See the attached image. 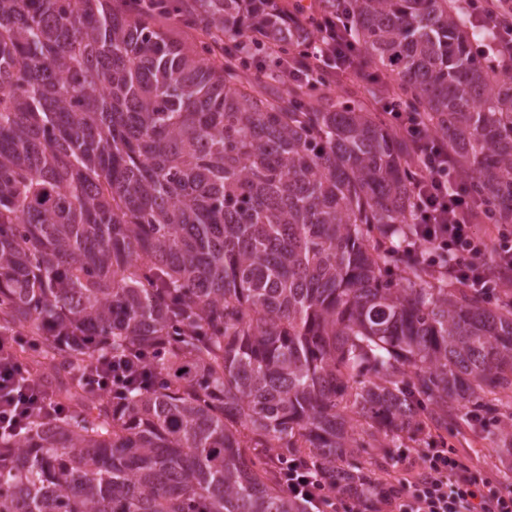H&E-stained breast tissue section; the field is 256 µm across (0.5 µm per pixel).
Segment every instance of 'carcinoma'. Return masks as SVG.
Listing matches in <instances>:
<instances>
[{"label":"carcinoma","mask_w":512,"mask_h":512,"mask_svg":"<svg viewBox=\"0 0 512 512\" xmlns=\"http://www.w3.org/2000/svg\"><path fill=\"white\" fill-rule=\"evenodd\" d=\"M193 4L189 48L154 25L186 0H0V334L34 340L15 359L63 407L0 435V512H309L275 458L359 486L361 449L420 411L446 427L512 389V306L409 259L398 140L224 61L301 47L270 0ZM330 5L512 224V81L457 0ZM98 356L158 380L90 401Z\"/></svg>","instance_id":"obj_1"}]
</instances>
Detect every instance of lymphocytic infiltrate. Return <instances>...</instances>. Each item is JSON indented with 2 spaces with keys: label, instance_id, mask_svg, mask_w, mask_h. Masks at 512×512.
Wrapping results in <instances>:
<instances>
[{
  "label": "lymphocytic infiltrate",
  "instance_id": "obj_1",
  "mask_svg": "<svg viewBox=\"0 0 512 512\" xmlns=\"http://www.w3.org/2000/svg\"><path fill=\"white\" fill-rule=\"evenodd\" d=\"M465 2L471 21L490 34L489 48L501 70H512V0ZM287 15L292 29L307 35L308 47L289 58L284 77L303 80L332 57L338 71L367 86L387 87L381 99L382 121L398 131L409 163L413 259L431 267L448 260L444 273L455 284L475 289L486 302L511 304L504 286L512 280V228L493 223L446 138L422 113L397 104L394 80L361 59L324 0H295ZM18 341L15 335L0 338V432L16 434L34 415L50 413L49 399L37 380L12 356ZM155 377L143 364L101 356L88 364L83 384L92 394L110 397L131 380ZM276 467L288 494L311 503L315 512H512V487L495 472L475 470L466 455L433 437L388 479L369 480L365 492L308 461L280 459Z\"/></svg>",
  "mask_w": 512,
  "mask_h": 512
}]
</instances>
